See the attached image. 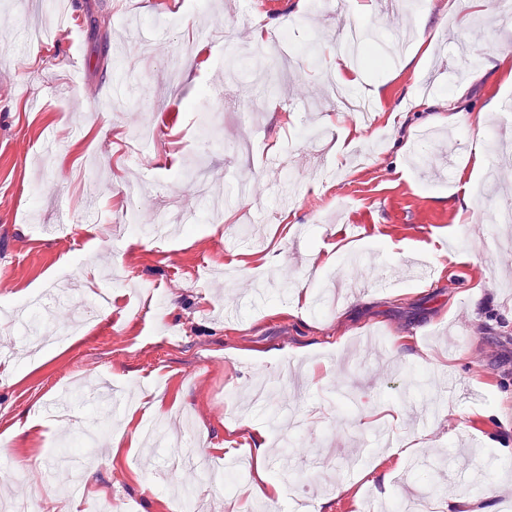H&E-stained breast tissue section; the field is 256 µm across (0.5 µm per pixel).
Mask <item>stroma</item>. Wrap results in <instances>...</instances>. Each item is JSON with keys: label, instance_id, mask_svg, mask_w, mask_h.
Segmentation results:
<instances>
[{"label": "stroma", "instance_id": "obj_1", "mask_svg": "<svg viewBox=\"0 0 512 512\" xmlns=\"http://www.w3.org/2000/svg\"><path fill=\"white\" fill-rule=\"evenodd\" d=\"M70 24L36 0H0V498L26 486L32 512H279L281 499L224 492L143 447L159 420L253 478L293 485L307 512H362L363 500L453 512L471 498L501 512L512 484V258L490 256L501 227L483 214L493 141L512 137V24L476 0H64ZM157 34L130 51L126 22ZM237 20L248 39L224 41ZM378 34L383 68H336L338 35ZM287 30L285 55L267 41ZM426 57L408 58L417 38ZM364 96L376 122L345 149L324 126L329 80ZM250 102L227 112L226 90ZM484 112L454 128L448 158L427 103ZM294 179H285L282 167ZM245 182L247 198L225 191ZM197 214L192 232L122 235L126 210ZM429 267L430 277L418 275ZM68 279L53 324L111 304L61 346L28 355L9 311ZM234 308L226 319V308ZM396 335L408 346L391 349ZM456 388H449V378ZM133 395L121 435L83 434L101 384ZM81 389L82 404L44 415ZM418 441L411 457L384 438Z\"/></svg>", "mask_w": 512, "mask_h": 512}]
</instances>
